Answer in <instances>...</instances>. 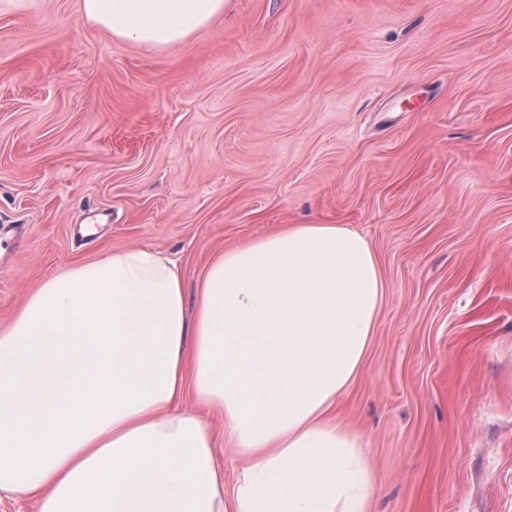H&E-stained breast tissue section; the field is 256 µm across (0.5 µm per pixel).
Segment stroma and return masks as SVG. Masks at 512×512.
Returning <instances> with one entry per match:
<instances>
[{
    "instance_id": "1",
    "label": "stroma",
    "mask_w": 512,
    "mask_h": 512,
    "mask_svg": "<svg viewBox=\"0 0 512 512\" xmlns=\"http://www.w3.org/2000/svg\"><path fill=\"white\" fill-rule=\"evenodd\" d=\"M364 236L386 293L341 413L374 512H512V0H230L162 51L0 0V329L115 250Z\"/></svg>"
}]
</instances>
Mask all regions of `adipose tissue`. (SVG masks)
<instances>
[{"mask_svg": "<svg viewBox=\"0 0 512 512\" xmlns=\"http://www.w3.org/2000/svg\"><path fill=\"white\" fill-rule=\"evenodd\" d=\"M228 2L81 11L162 50ZM385 288L368 241L338 224H286L218 253L191 304L176 261L152 248L46 279L0 330V498L37 512H371L372 470L338 404ZM223 439L240 460L229 488Z\"/></svg>", "mask_w": 512, "mask_h": 512, "instance_id": "ef3b65f1", "label": "adipose tissue"}]
</instances>
